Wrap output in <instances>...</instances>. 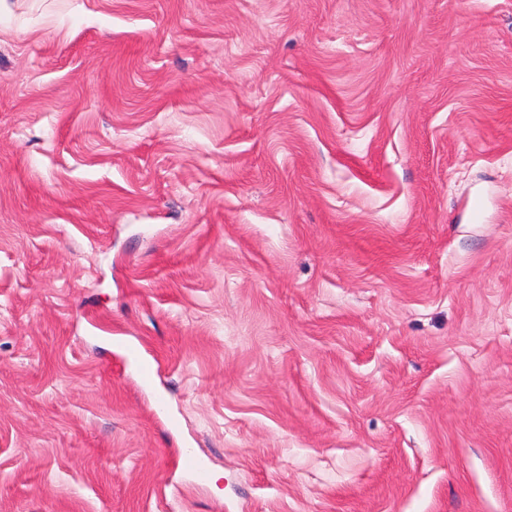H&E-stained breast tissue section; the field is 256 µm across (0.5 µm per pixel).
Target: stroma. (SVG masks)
<instances>
[{"label": "stroma", "mask_w": 512, "mask_h": 512, "mask_svg": "<svg viewBox=\"0 0 512 512\" xmlns=\"http://www.w3.org/2000/svg\"><path fill=\"white\" fill-rule=\"evenodd\" d=\"M0 512H512V0H0Z\"/></svg>", "instance_id": "stroma-1"}]
</instances>
